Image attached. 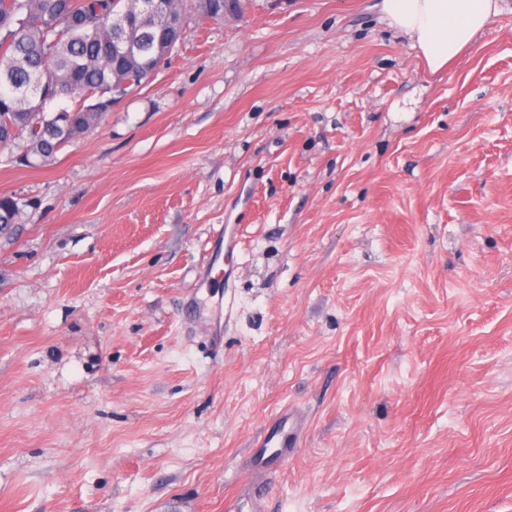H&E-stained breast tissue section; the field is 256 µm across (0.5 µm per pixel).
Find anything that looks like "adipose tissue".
Masks as SVG:
<instances>
[{
    "instance_id": "ef3b65f1",
    "label": "adipose tissue",
    "mask_w": 512,
    "mask_h": 512,
    "mask_svg": "<svg viewBox=\"0 0 512 512\" xmlns=\"http://www.w3.org/2000/svg\"><path fill=\"white\" fill-rule=\"evenodd\" d=\"M389 24L405 33L430 73L443 70L472 44L498 12L497 0H382Z\"/></svg>"
}]
</instances>
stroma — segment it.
<instances>
[{"label": "stroma", "instance_id": "stroma-1", "mask_svg": "<svg viewBox=\"0 0 512 512\" xmlns=\"http://www.w3.org/2000/svg\"><path fill=\"white\" fill-rule=\"evenodd\" d=\"M498 8L433 74L379 0H241L52 162L0 149V512H512ZM257 448H259L258 453L261 456V460L271 456H275L278 460L284 459L285 453L288 450V418L282 421L272 432L267 431ZM268 452L269 454L266 456Z\"/></svg>", "mask_w": 512, "mask_h": 512}]
</instances>
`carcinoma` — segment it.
Instances as JSON below:
<instances>
[{
  "mask_svg": "<svg viewBox=\"0 0 512 512\" xmlns=\"http://www.w3.org/2000/svg\"><path fill=\"white\" fill-rule=\"evenodd\" d=\"M216 12H206L200 0H177L173 9L192 8L204 17H220L224 0H214ZM121 5L132 14L137 0H0V148L29 149L40 163L94 127L109 111L112 94H122L124 81L142 86L156 65L151 57L158 39L178 36L166 18L142 22L124 34L112 29V10ZM78 12L87 26L57 34L45 26L49 17ZM146 33L140 58L112 52V42ZM64 82L60 94L71 101L63 115L47 110L55 94L42 89L46 76ZM20 200L0 196V225L14 224Z\"/></svg>",
  "mask_w": 512,
  "mask_h": 512,
  "instance_id": "cac0c4a2",
  "label": "carcinoma"
}]
</instances>
